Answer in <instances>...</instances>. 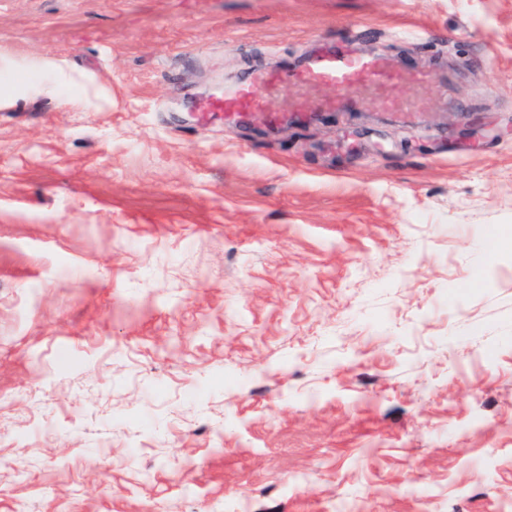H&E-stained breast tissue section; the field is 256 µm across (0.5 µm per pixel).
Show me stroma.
I'll return each instance as SVG.
<instances>
[{"instance_id": "stroma-1", "label": "stroma", "mask_w": 512, "mask_h": 512, "mask_svg": "<svg viewBox=\"0 0 512 512\" xmlns=\"http://www.w3.org/2000/svg\"><path fill=\"white\" fill-rule=\"evenodd\" d=\"M348 46L413 118L197 108ZM0 512H512V0H0ZM36 74V78L16 81L8 89L11 91L0 95L1 105H8L15 100L18 92L28 95L51 94L57 97L63 107H82L88 104L87 82L76 77L60 58H45L20 66L0 56V74Z\"/></svg>"}]
</instances>
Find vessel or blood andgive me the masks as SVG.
<instances>
[{
  "label": "vessel or blood",
  "mask_w": 512,
  "mask_h": 512,
  "mask_svg": "<svg viewBox=\"0 0 512 512\" xmlns=\"http://www.w3.org/2000/svg\"><path fill=\"white\" fill-rule=\"evenodd\" d=\"M403 77L383 59L354 57L349 54L324 49L312 56L305 70L280 72L269 76H251L240 82L231 93L214 97L208 109L230 115H246L261 110V102L254 89L260 85H286L294 93L287 101V108L295 116L308 111L309 103L304 88L314 83L336 86L342 97L323 102L326 110H348L378 107L388 112H414L417 98L395 94V86Z\"/></svg>",
  "instance_id": "b4317fda"
}]
</instances>
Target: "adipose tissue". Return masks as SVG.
Wrapping results in <instances>:
<instances>
[{
	"mask_svg": "<svg viewBox=\"0 0 512 512\" xmlns=\"http://www.w3.org/2000/svg\"><path fill=\"white\" fill-rule=\"evenodd\" d=\"M16 75L10 92L0 95L1 104H9L17 93L28 95L51 94L63 107H82L88 103L87 83L73 75L65 61L45 58L21 66L0 56V74Z\"/></svg>",
	"mask_w": 512,
	"mask_h": 512,
	"instance_id": "1",
	"label": "adipose tissue"
}]
</instances>
